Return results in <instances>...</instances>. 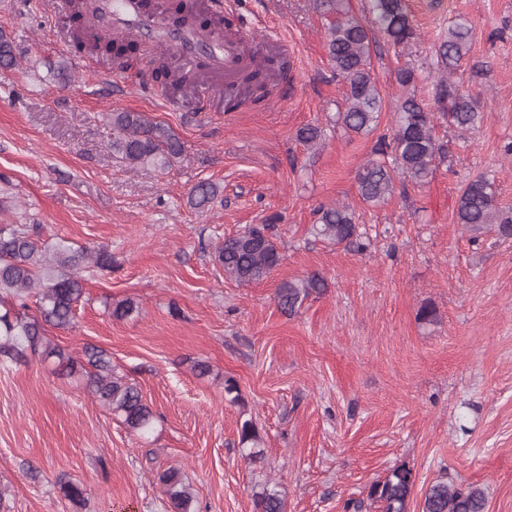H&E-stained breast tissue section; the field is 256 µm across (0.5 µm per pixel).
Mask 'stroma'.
Returning a JSON list of instances; mask_svg holds the SVG:
<instances>
[{
	"label": "stroma",
	"instance_id": "obj_1",
	"mask_svg": "<svg viewBox=\"0 0 512 512\" xmlns=\"http://www.w3.org/2000/svg\"><path fill=\"white\" fill-rule=\"evenodd\" d=\"M52 2L0 0V32L17 55L0 65V224H36L39 242L111 254V270L84 271L72 327L47 335L80 362L87 346L106 350L156 421L130 432L82 374L57 375L51 362L0 365V512H171L159 480L170 468L200 512H253L268 481L286 512H344L402 464L416 492L446 473L481 486L488 512H512V239L475 242L456 222L463 188L483 174L512 208V0H407L418 37L396 48L375 34L383 108L376 129L358 135L336 123L343 85L317 0H203L234 29L288 45L287 76L235 112L223 79L202 65L191 88L164 89L173 110L110 98L95 70L111 60L59 49L73 22ZM457 20L473 39L455 79L477 96L481 124L462 135L436 112L447 160L425 183L399 179L386 203H364L359 168L404 96L433 106L434 49ZM61 58L63 77L53 70ZM408 63L417 79L404 87L396 71ZM115 108L169 125L180 161L161 171L113 159L105 114ZM308 124L325 134L315 151L297 138ZM202 182L220 194L196 209L190 193ZM334 203L366 228L364 253L311 235L314 209ZM270 215L282 265L257 284L226 280L216 247ZM312 274L322 294L282 312L280 283ZM125 299L139 314L112 318ZM425 304L436 322L419 320ZM197 360L210 375L193 372ZM228 379L240 403L225 399ZM245 418L262 437L256 464L238 444ZM67 480L82 486L83 504L65 496Z\"/></svg>",
	"mask_w": 512,
	"mask_h": 512
}]
</instances>
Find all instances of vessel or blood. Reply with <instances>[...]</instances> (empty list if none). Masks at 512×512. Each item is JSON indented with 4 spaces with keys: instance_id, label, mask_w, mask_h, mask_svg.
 <instances>
[{
    "instance_id": "obj_1",
    "label": "vessel or blood",
    "mask_w": 512,
    "mask_h": 512,
    "mask_svg": "<svg viewBox=\"0 0 512 512\" xmlns=\"http://www.w3.org/2000/svg\"><path fill=\"white\" fill-rule=\"evenodd\" d=\"M94 30L112 28L127 38L153 40L156 47L193 63L199 45H206L215 70L224 74L225 85H233L244 66L267 69L266 55L252 50L250 44L237 36L204 30L191 23L172 29L162 11L147 7L144 0H100L96 10L88 15Z\"/></svg>"
}]
</instances>
